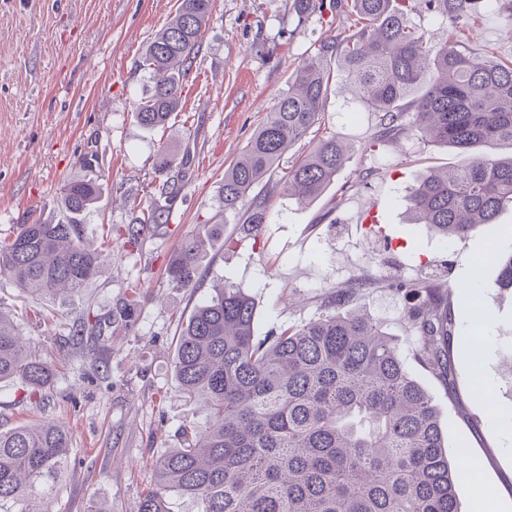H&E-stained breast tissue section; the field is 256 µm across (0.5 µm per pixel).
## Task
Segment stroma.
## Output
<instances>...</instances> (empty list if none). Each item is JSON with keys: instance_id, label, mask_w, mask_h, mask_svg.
<instances>
[{"instance_id": "1", "label": "stroma", "mask_w": 512, "mask_h": 512, "mask_svg": "<svg viewBox=\"0 0 512 512\" xmlns=\"http://www.w3.org/2000/svg\"><path fill=\"white\" fill-rule=\"evenodd\" d=\"M178 0H0V240L30 219L57 221L63 181L94 174L99 202L81 226L99 253L97 274L71 297L22 295L0 277V310L53 363L54 382L43 407L24 400L16 384L0 383V431L54 419L72 436L70 468L56 484L52 512H136L154 485L153 463L178 447L182 426L200 415L178 390L173 372L178 334L197 303L230 282L256 306L255 334L317 317L330 292L364 279L350 305L379 321L394 339L411 375L430 394L450 455L478 465V478L457 489L483 512H512V291L499 287L489 248L512 249V209L469 237L442 241L410 223L405 196L425 171L456 166L457 149L431 146L417 132L366 152L376 118L330 80L325 117L288 148L280 167L306 155L332 132L352 156L316 201L299 202L267 179L265 224L259 236L240 234V215L222 202L224 173L272 112L302 60L330 36L352 30L349 6L324 0L305 18L288 0H213L192 70L183 81L181 110L166 129H143L134 108L155 77L142 55L175 15ZM413 21L442 46L455 39L472 54L512 61V21L479 6L467 18L418 7ZM188 154L186 177L172 199L155 191L160 147ZM98 152L87 171L83 156ZM167 206L169 223L142 232L129 246L123 232L133 204ZM376 206L378 227H362L360 208ZM204 242L199 286L168 282L166 268L185 235ZM393 276L438 278L467 286L489 317L463 320L459 335L481 349L479 364L455 357L454 389L415 359L417 333L403 294L384 288ZM135 294L133 324L113 326L105 348L90 357L67 329L85 310L107 317L119 296ZM456 400H449V391Z\"/></svg>"}]
</instances>
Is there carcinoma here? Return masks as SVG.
<instances>
[{
	"instance_id": "cac0c4a2",
	"label": "carcinoma",
	"mask_w": 512,
	"mask_h": 512,
	"mask_svg": "<svg viewBox=\"0 0 512 512\" xmlns=\"http://www.w3.org/2000/svg\"><path fill=\"white\" fill-rule=\"evenodd\" d=\"M212 0H181L173 19L157 32L142 66L157 75L150 96L137 103L136 121L162 128L179 111L181 85L200 47ZM435 12L462 20L480 0H427ZM324 0H292L302 17ZM358 29L323 43L305 58L273 112L239 159L224 172V211L249 202L241 224L259 235L267 197L255 192L287 145L321 125L335 57L356 99L378 116V131L365 147L397 141L416 131L425 141L460 150L461 163L424 175L407 195L412 221L454 241L496 223L512 207V157L477 153L480 145L512 147V63L480 58L448 43L432 49L412 20L413 0H351ZM338 135L320 139L278 180L285 194L311 203L321 197L350 158ZM187 162L163 147L157 171L160 193L180 190ZM64 219H39L0 240V275L23 294L77 293L97 272V255L81 240V216L99 199L92 177L60 187ZM170 211L142 210L133 245L144 229L169 222ZM203 241L185 240L168 267L175 288H198ZM498 282L512 288V250L497 256ZM364 281L338 288L324 312L271 338L254 334L255 303L242 288L224 284L193 310L182 327L174 360L178 389L207 412L204 425L188 422L181 446L154 464L155 484L137 512H171L172 494L187 497L196 512H464L462 480L448 456L430 395L403 364L383 325L345 310ZM387 287L416 301L418 361L438 380H454L456 337L448 287L439 280L395 278ZM134 298L122 297L104 320L86 310L74 333L95 350L110 325L131 323ZM54 366L32 353L17 325L0 311V382L19 384L40 404ZM71 436L57 423L0 431V512H49L55 483L70 466Z\"/></svg>"
}]
</instances>
